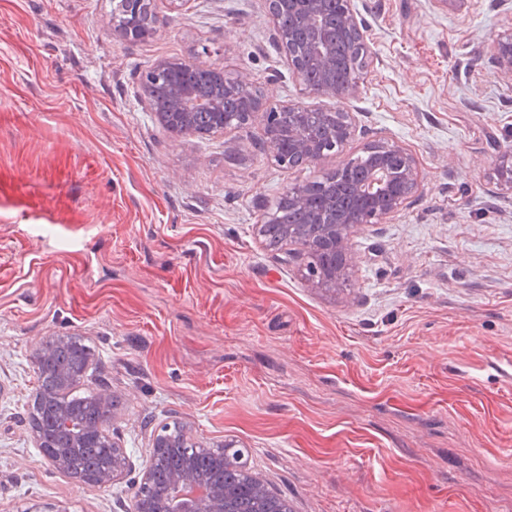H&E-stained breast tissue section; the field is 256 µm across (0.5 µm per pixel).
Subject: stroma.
<instances>
[{
    "mask_svg": "<svg viewBox=\"0 0 512 512\" xmlns=\"http://www.w3.org/2000/svg\"><path fill=\"white\" fill-rule=\"evenodd\" d=\"M269 0H156L153 37L116 41L112 0H0V512H133L161 424L235 442L293 512H512V80L494 46L512 0H355L369 66L354 138L283 170L265 118L176 136L140 78L190 60L271 106L329 108L279 49ZM397 140L422 182L366 224L342 288L258 234L288 187ZM84 336L82 381L120 405L131 468L103 487L32 440L44 337Z\"/></svg>",
    "mask_w": 512,
    "mask_h": 512,
    "instance_id": "1",
    "label": "stroma"
}]
</instances>
